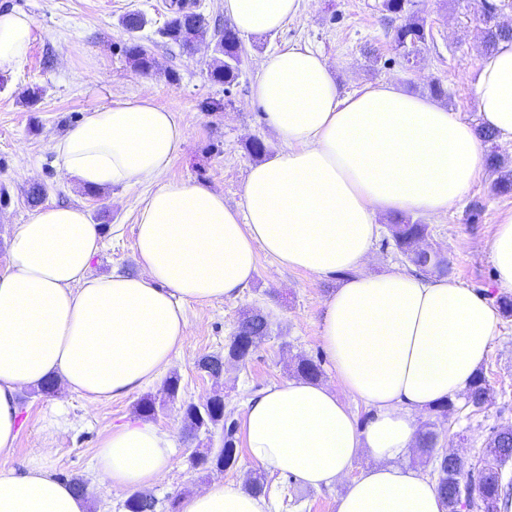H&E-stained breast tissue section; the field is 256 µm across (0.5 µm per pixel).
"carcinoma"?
Here are the masks:
<instances>
[{"mask_svg": "<svg viewBox=\"0 0 512 512\" xmlns=\"http://www.w3.org/2000/svg\"><path fill=\"white\" fill-rule=\"evenodd\" d=\"M382 10L400 20V24L393 29L391 40L399 57L406 63L415 62L418 47L427 39L423 19L416 9V0H382ZM170 17L161 29V34L169 42L189 52L193 50L195 42L203 33L205 19L199 14L185 7L181 0H173L169 4ZM148 23L146 16L140 11H130L120 19L123 29L131 34L129 42L124 46L123 52L133 67L145 74L157 68V61L151 51L135 36ZM485 52H490L497 42L504 39L512 40V29H501L493 23H484L482 28ZM217 57L207 69L208 79L217 84L232 85L239 75L241 64V45L238 33L229 24L224 25L215 48ZM394 245L398 252L414 267L420 270L441 269L446 260L439 254L424 253L417 250V242L428 235L429 228L409 217L400 219L390 226ZM271 334L270 323L266 316L256 312L245 314L235 327L228 353L238 360L248 359L256 349L258 343ZM199 368L208 375L216 378L224 373V357L207 355L198 363ZM296 373L309 381L316 382L322 376L319 364L306 357L299 358L296 364ZM491 400L490 388L487 387L485 377L477 374L466 391L468 404L480 408ZM183 420L186 430L195 434L219 424L223 425L224 442L222 448L216 453L209 451L197 453L192 464L196 468L231 467L238 459L236 448V426L234 421L226 422L224 419V399L215 396L207 400L190 403L183 407ZM487 452L499 464L512 460V425L495 432L487 446ZM434 473L436 474L437 488L446 500L448 512H453L458 491L468 482L465 477L466 467L462 461H457L446 454L436 458ZM478 495L481 512H501L509 507V498L503 493V481L498 469L485 468L477 475ZM124 507L127 512H154L155 501L152 497L137 494L129 497Z\"/></svg>", "mask_w": 512, "mask_h": 512, "instance_id": "carcinoma-1", "label": "carcinoma"}]
</instances>
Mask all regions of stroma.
I'll return each instance as SVG.
<instances>
[{
	"instance_id": "1",
	"label": "stroma",
	"mask_w": 512,
	"mask_h": 512,
	"mask_svg": "<svg viewBox=\"0 0 512 512\" xmlns=\"http://www.w3.org/2000/svg\"><path fill=\"white\" fill-rule=\"evenodd\" d=\"M5 2L31 15L35 31L24 65L16 72L0 73V187L6 191L0 199V269L8 263L7 237L33 212L26 191L39 183L46 189V202L82 206L90 221L100 226L104 248L91 264L94 273L107 274L115 268L136 272L133 226L137 204L148 194V186L115 187L89 195L58 171L52 152L54 139L87 109L113 98L149 95L176 112L187 128L188 141L173 160L169 178L221 193L231 206L242 202L248 170L257 162L247 150L248 143L260 139L273 155L282 148L252 97V86L263 58L289 46L302 45L323 55L341 91L391 81L426 95L438 83L445 91L442 104L471 123L479 121L474 88L466 78L483 52L476 0H417L428 38L411 66L392 47V25L381 0H303L299 16L281 31L243 39L239 78L228 88L206 76L226 22L222 0H200L206 33L189 52L158 34L168 18L170 0ZM135 10L149 19L139 39L160 65L149 74L135 70L123 54L129 35L120 18ZM172 70L178 81L169 80ZM35 86L42 88L43 95L31 106L22 94ZM211 100L223 101L224 110L205 111L204 103ZM498 177V171L485 168L455 208L427 221L428 240L447 261L445 276L492 301L501 290L495 284L490 246L502 214L512 211V192L501 194L495 189ZM345 278L342 272L325 277L284 269L270 255L258 252L255 277L238 297L187 305L189 334L168 368L180 378L175 400H168L162 381L143 394L98 405L65 390L51 396L27 392L21 400L23 427L9 466L23 468L33 449L49 439L54 444L50 463L58 477L90 480L99 439L112 426L137 421L135 406L145 394L162 401L151 422L169 431L175 443L171 468L146 490L156 503L155 512H171L172 501L216 480L243 488L255 471L247 453H240L235 465L223 470L192 466L196 452L221 448L223 433L215 428L188 434L183 407L219 394L225 411L242 420L247 398L294 379L293 365L301 355L320 361L321 384L338 388L319 329L325 298ZM257 310L268 317L272 333L252 356L226 362L218 379L201 371L199 360L226 354L239 319ZM481 370L491 389L489 405L476 408L459 398L447 415L430 410L417 418L419 427L437 433V451H456L469 463L477 461L492 431L512 425V317L499 318ZM59 413L70 426L50 431L48 424ZM265 480L273 512H336V500L347 486L341 480L334 487L315 489L270 474Z\"/></svg>"
}]
</instances>
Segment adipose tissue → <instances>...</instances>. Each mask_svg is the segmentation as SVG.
<instances>
[{
  "label": "adipose tissue",
  "instance_id": "obj_1",
  "mask_svg": "<svg viewBox=\"0 0 512 512\" xmlns=\"http://www.w3.org/2000/svg\"><path fill=\"white\" fill-rule=\"evenodd\" d=\"M300 0H224L241 36L278 30ZM34 20L0 9V72L25 62ZM483 127L512 141V40L473 70ZM282 150L248 171L242 206L167 179L188 132L175 112L132 96L88 109L56 138L55 163L78 186L152 185L138 208L139 273L91 275L102 232L77 205L43 206L15 225L0 271V512H85L84 499L49 466L51 442L23 469L8 466L21 433L19 394L55 379L99 404L154 385L188 335L186 306L237 297L257 250L284 268L347 272L327 297L321 341L349 394L374 410L358 425L329 387L289 380L248 399L250 460L271 474L328 488L357 457L372 465L337 512H447L430 479L397 465L416 442V417L469 385L489 351L497 316L475 290L447 276L366 274L391 215L448 213L483 171L477 129L435 99L391 82L341 93L319 53L293 46L265 58L252 88ZM499 288L512 290V211L491 244ZM174 442L146 422L113 427L98 442L92 483L136 492L168 471ZM181 512H266L264 498L216 481Z\"/></svg>",
  "mask_w": 512,
  "mask_h": 512
}]
</instances>
